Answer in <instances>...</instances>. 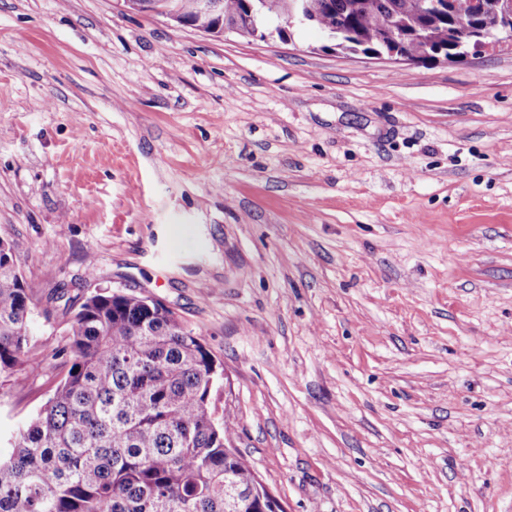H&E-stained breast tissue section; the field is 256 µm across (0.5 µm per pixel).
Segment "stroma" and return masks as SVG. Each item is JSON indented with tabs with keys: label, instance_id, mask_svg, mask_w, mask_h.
Segmentation results:
<instances>
[{
	"label": "stroma",
	"instance_id": "35a3bbf8",
	"mask_svg": "<svg viewBox=\"0 0 512 512\" xmlns=\"http://www.w3.org/2000/svg\"><path fill=\"white\" fill-rule=\"evenodd\" d=\"M326 44L0 0V239L38 342L1 456L103 287L199 334L286 512H512V46Z\"/></svg>",
	"mask_w": 512,
	"mask_h": 512
}]
</instances>
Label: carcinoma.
Masks as SVG:
<instances>
[{"label": "carcinoma", "mask_w": 512, "mask_h": 512, "mask_svg": "<svg viewBox=\"0 0 512 512\" xmlns=\"http://www.w3.org/2000/svg\"><path fill=\"white\" fill-rule=\"evenodd\" d=\"M197 30L239 23L251 37L246 0H170ZM305 26L337 32L336 49L370 54L400 39L417 63L464 57L459 26L484 44L503 28L495 7L473 0H295ZM33 288L0 240V378L21 372L38 343L28 329ZM61 379L0 458V512H264L250 462L229 446L216 414L224 368L176 312L126 292L97 288L74 313Z\"/></svg>", "instance_id": "carcinoma-1"}]
</instances>
